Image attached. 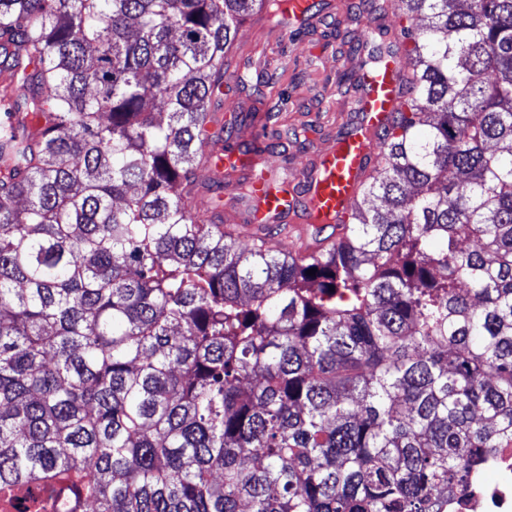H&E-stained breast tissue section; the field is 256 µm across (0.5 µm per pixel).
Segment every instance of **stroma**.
<instances>
[{"mask_svg":"<svg viewBox=\"0 0 512 512\" xmlns=\"http://www.w3.org/2000/svg\"><path fill=\"white\" fill-rule=\"evenodd\" d=\"M372 19L369 0L346 7L323 0L304 23L277 37L275 18L260 12L249 18L228 55L244 75V86H224V118L274 112L288 137L268 151L270 162L284 164L289 176L305 169L315 151L333 144L350 125L352 100L360 87L340 83L341 74H361L368 52L353 45Z\"/></svg>","mask_w":512,"mask_h":512,"instance_id":"1","label":"stroma"}]
</instances>
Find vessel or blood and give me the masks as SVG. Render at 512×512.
<instances>
[{"label": "vessel or blood", "mask_w": 512, "mask_h": 512, "mask_svg": "<svg viewBox=\"0 0 512 512\" xmlns=\"http://www.w3.org/2000/svg\"><path fill=\"white\" fill-rule=\"evenodd\" d=\"M402 80L403 70L395 55L365 72L355 120L296 180L261 156L243 163L236 150L223 148L222 130L209 127L210 153L217 158L214 175L235 173L250 193L247 221L230 226V233L253 238L267 236L274 229L279 233L278 245L293 255L318 250V243L309 238V228L316 225L328 230L349 221L358 188L379 161L378 135L403 105Z\"/></svg>", "instance_id": "1"}]
</instances>
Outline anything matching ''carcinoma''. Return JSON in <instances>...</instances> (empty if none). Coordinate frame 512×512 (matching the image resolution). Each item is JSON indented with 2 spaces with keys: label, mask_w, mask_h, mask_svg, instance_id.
I'll return each mask as SVG.
<instances>
[{
  "label": "carcinoma",
  "mask_w": 512,
  "mask_h": 512,
  "mask_svg": "<svg viewBox=\"0 0 512 512\" xmlns=\"http://www.w3.org/2000/svg\"><path fill=\"white\" fill-rule=\"evenodd\" d=\"M286 2L0 0L16 512H448L512 447V0L367 31L407 107L308 259L186 204L239 27Z\"/></svg>",
  "instance_id": "obj_1"
}]
</instances>
